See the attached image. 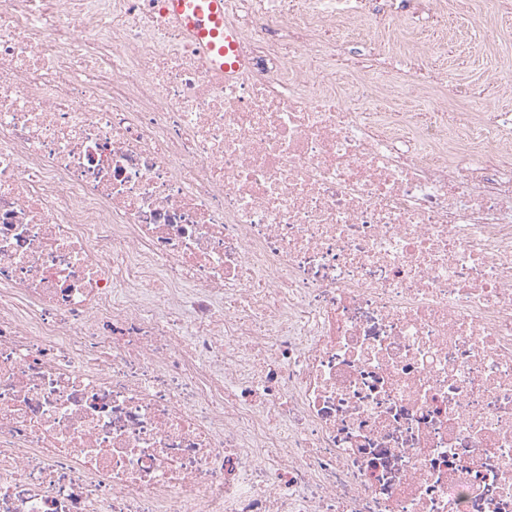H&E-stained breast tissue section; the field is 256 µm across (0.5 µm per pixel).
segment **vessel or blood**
<instances>
[{
    "label": "vessel or blood",
    "instance_id": "b4317fda",
    "mask_svg": "<svg viewBox=\"0 0 512 512\" xmlns=\"http://www.w3.org/2000/svg\"><path fill=\"white\" fill-rule=\"evenodd\" d=\"M169 19L196 39L200 53L215 71L235 67L229 57L236 34L224 25V0H163Z\"/></svg>",
    "mask_w": 512,
    "mask_h": 512
}]
</instances>
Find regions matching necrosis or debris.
<instances>
[{"mask_svg": "<svg viewBox=\"0 0 512 512\" xmlns=\"http://www.w3.org/2000/svg\"><path fill=\"white\" fill-rule=\"evenodd\" d=\"M446 15L224 0L221 76L163 0H0V512H512V113Z\"/></svg>", "mask_w": 512, "mask_h": 512, "instance_id": "necrosis-or-debris-1", "label": "necrosis or debris"}]
</instances>
